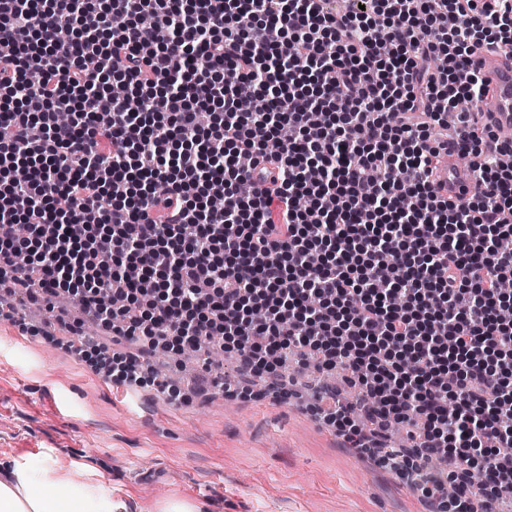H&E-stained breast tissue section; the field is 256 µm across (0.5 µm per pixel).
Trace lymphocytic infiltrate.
<instances>
[{"mask_svg": "<svg viewBox=\"0 0 512 512\" xmlns=\"http://www.w3.org/2000/svg\"><path fill=\"white\" fill-rule=\"evenodd\" d=\"M488 47L512 58V0H0V287L138 344L120 384L171 336L281 401L288 358L342 374L326 425L437 512H496L512 146L458 108ZM453 155L463 204L430 182Z\"/></svg>", "mask_w": 512, "mask_h": 512, "instance_id": "lymphocytic-infiltrate-1", "label": "lymphocytic infiltrate"}]
</instances>
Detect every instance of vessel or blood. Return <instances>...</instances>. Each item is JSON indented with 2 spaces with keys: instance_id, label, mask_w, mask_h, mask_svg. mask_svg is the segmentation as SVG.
Wrapping results in <instances>:
<instances>
[{
  "instance_id": "obj_1",
  "label": "vessel or blood",
  "mask_w": 512,
  "mask_h": 512,
  "mask_svg": "<svg viewBox=\"0 0 512 512\" xmlns=\"http://www.w3.org/2000/svg\"><path fill=\"white\" fill-rule=\"evenodd\" d=\"M474 60L493 89L495 107L489 114L490 124L501 141L512 142V62L490 49L477 51ZM432 185L456 203L467 201L480 189L475 171L455 163L445 164L433 176Z\"/></svg>"
}]
</instances>
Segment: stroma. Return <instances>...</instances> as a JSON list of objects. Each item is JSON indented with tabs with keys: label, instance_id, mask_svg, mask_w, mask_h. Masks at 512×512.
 Segmentation results:
<instances>
[{
	"label": "stroma",
	"instance_id": "stroma-1",
	"mask_svg": "<svg viewBox=\"0 0 512 512\" xmlns=\"http://www.w3.org/2000/svg\"><path fill=\"white\" fill-rule=\"evenodd\" d=\"M72 340L45 310L0 320V458L92 464L130 512H158L173 497L200 512L431 510L313 415L305 370H287L296 395L285 404L259 385L247 396L211 388L197 366L162 352L178 385L158 391L146 372L117 388Z\"/></svg>",
	"mask_w": 512,
	"mask_h": 512
}]
</instances>
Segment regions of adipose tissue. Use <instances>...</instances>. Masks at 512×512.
Segmentation results:
<instances>
[{
	"label": "adipose tissue",
	"instance_id": "1",
	"mask_svg": "<svg viewBox=\"0 0 512 512\" xmlns=\"http://www.w3.org/2000/svg\"><path fill=\"white\" fill-rule=\"evenodd\" d=\"M97 469L86 463L61 468L53 455L39 467L22 457L0 460V512H125Z\"/></svg>",
	"mask_w": 512,
	"mask_h": 512
}]
</instances>
